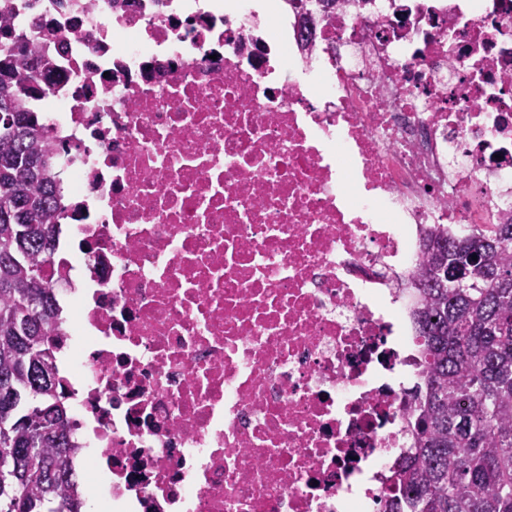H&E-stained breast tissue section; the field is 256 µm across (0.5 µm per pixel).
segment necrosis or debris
<instances>
[{
  "label": "necrosis or debris",
  "instance_id": "4bbe7bcc",
  "mask_svg": "<svg viewBox=\"0 0 512 512\" xmlns=\"http://www.w3.org/2000/svg\"><path fill=\"white\" fill-rule=\"evenodd\" d=\"M66 141L96 512H382L432 224L512 221V0H0Z\"/></svg>",
  "mask_w": 512,
  "mask_h": 512
}]
</instances>
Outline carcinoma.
I'll use <instances>...</instances> for the list:
<instances>
[{"label": "carcinoma", "mask_w": 512, "mask_h": 512, "mask_svg": "<svg viewBox=\"0 0 512 512\" xmlns=\"http://www.w3.org/2000/svg\"><path fill=\"white\" fill-rule=\"evenodd\" d=\"M48 51L0 23V464L4 512H82L67 392L54 349L62 308L44 265L64 210L63 146L32 101ZM409 279L422 347L410 391L413 447L390 479L387 512H512V223L457 238L427 231ZM477 259H472V256Z\"/></svg>", "instance_id": "obj_1"}]
</instances>
